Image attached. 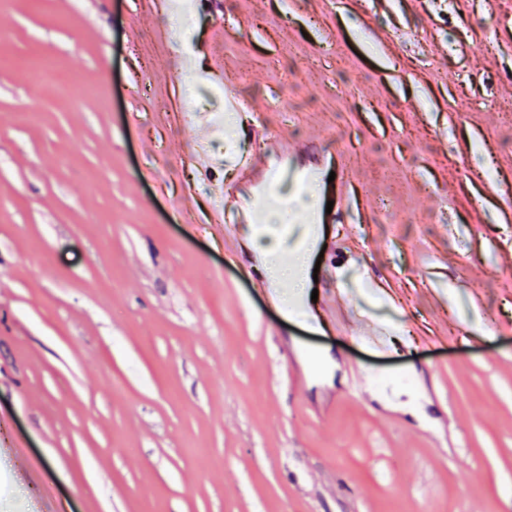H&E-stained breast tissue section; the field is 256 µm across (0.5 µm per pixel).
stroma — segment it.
<instances>
[{
  "label": "stroma",
  "mask_w": 512,
  "mask_h": 512,
  "mask_svg": "<svg viewBox=\"0 0 512 512\" xmlns=\"http://www.w3.org/2000/svg\"><path fill=\"white\" fill-rule=\"evenodd\" d=\"M177 2L0 0V512H512V0ZM270 139L354 334L224 234Z\"/></svg>",
  "instance_id": "1"
}]
</instances>
